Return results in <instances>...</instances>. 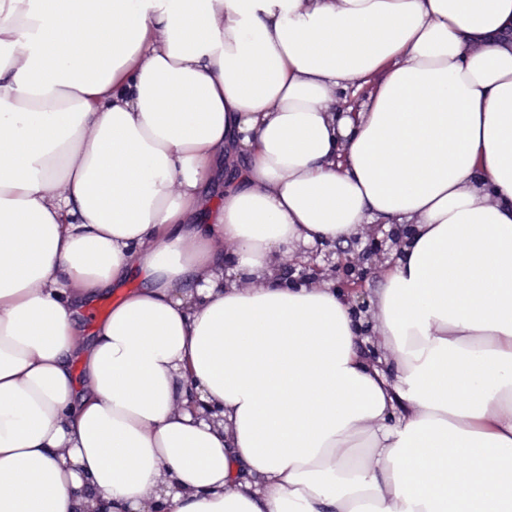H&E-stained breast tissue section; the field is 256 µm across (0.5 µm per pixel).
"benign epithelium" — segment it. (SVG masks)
I'll list each match as a JSON object with an SVG mask.
<instances>
[{
    "mask_svg": "<svg viewBox=\"0 0 512 512\" xmlns=\"http://www.w3.org/2000/svg\"><path fill=\"white\" fill-rule=\"evenodd\" d=\"M410 233L411 225L394 224L381 238L375 233L372 234L366 250L354 260L342 257L335 259L333 253L327 252L322 263H317L313 257L308 263H298L301 267L299 271L296 270L298 266L288 267L283 271V276L286 280L297 283L305 279L320 280L330 276L338 279L339 287L357 294L352 308L358 317L366 309L363 291L365 277L388 260L392 250L400 247Z\"/></svg>",
    "mask_w": 512,
    "mask_h": 512,
    "instance_id": "benign-epithelium-1",
    "label": "benign epithelium"
}]
</instances>
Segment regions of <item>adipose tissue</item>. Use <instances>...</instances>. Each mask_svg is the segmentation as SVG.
Returning <instances> with one entry per match:
<instances>
[{
	"label": "adipose tissue",
	"mask_w": 512,
	"mask_h": 512,
	"mask_svg": "<svg viewBox=\"0 0 512 512\" xmlns=\"http://www.w3.org/2000/svg\"><path fill=\"white\" fill-rule=\"evenodd\" d=\"M0 512H512V0H0ZM411 227L412 224H392L391 229L388 232H384L382 238H379L377 235L378 232H382V229H378L371 235L369 242L366 232L353 244L350 242L351 240L348 242H336V245L341 248L353 245L356 253L361 252L367 245L368 247L356 260L342 257H338L336 260L333 259L336 258V255L333 256L334 252H327L324 253L323 264H319L316 262L315 255V257H311L308 263L297 262L301 270L298 266L297 271L295 266H288L287 269L284 268L283 276L286 280L297 283L304 279H327L328 276L338 279V286L340 288L357 294L356 303L352 305L355 318H357L366 309L363 291L365 277L390 258L392 250L399 248L404 239L410 235ZM293 274L294 276L298 275V277H294Z\"/></svg>",
	"instance_id": "adipose-tissue-1"
}]
</instances>
